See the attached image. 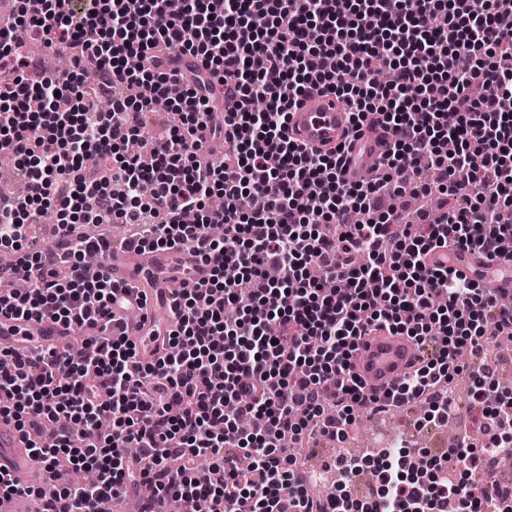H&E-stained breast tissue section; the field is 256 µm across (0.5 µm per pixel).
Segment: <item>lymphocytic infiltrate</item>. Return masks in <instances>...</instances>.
<instances>
[{"instance_id": "obj_1", "label": "lymphocytic infiltrate", "mask_w": 512, "mask_h": 512, "mask_svg": "<svg viewBox=\"0 0 512 512\" xmlns=\"http://www.w3.org/2000/svg\"><path fill=\"white\" fill-rule=\"evenodd\" d=\"M0 30V151L25 176L22 195H0V249L25 273L8 310L20 320L70 327L99 322L103 335L77 350L35 357L0 351V420L58 479L43 512H87L148 479L184 512H483L487 495L453 482L483 452L459 439L448 451L404 448L341 459L347 481L372 470L379 489L356 504L344 486L316 498L281 448L283 435L336 440L355 408H399L420 399L447 425L446 386L460 350L512 332V311L458 271L431 268L430 251L475 248L496 258L512 241V0H34ZM74 49L73 68L37 69L26 50ZM198 77L168 107L167 138L127 151L146 112L178 81L174 57ZM392 71L383 84L376 65ZM92 72L111 90L80 81ZM318 93L345 103L352 130L391 137L371 176L347 175L344 150L324 153L288 136L289 112ZM219 140L224 163L202 153ZM460 196L439 223L397 227L374 197ZM55 208L54 249L32 248L35 218ZM136 225V246L192 247L210 268L177 290L175 354L143 364L112 332L120 290L107 269L84 275L85 255L112 256L90 224ZM224 227L214 237L212 225ZM376 329L409 337L424 356L399 387L367 393L350 371L358 342ZM489 440L512 431V394L486 388ZM236 447L249 468L224 450ZM177 461L168 469V461Z\"/></svg>"}]
</instances>
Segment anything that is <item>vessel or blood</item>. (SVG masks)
Here are the masks:
<instances>
[{
  "instance_id": "1",
  "label": "vessel or blood",
  "mask_w": 512,
  "mask_h": 512,
  "mask_svg": "<svg viewBox=\"0 0 512 512\" xmlns=\"http://www.w3.org/2000/svg\"><path fill=\"white\" fill-rule=\"evenodd\" d=\"M349 126L350 115L334 96L312 94L291 110L288 135L326 150L348 145L352 159L349 174L358 178L382 152L383 141L373 136L348 143ZM428 261L451 266L470 279L491 283L495 288H512L510 254L499 256L493 264L477 251L443 248L431 253ZM109 268L113 281L129 288L126 306L113 307L112 312L116 319L124 321L123 334L134 341L138 359L145 363L153 361L162 355L163 345L172 330L171 321L156 317L157 309L169 308L171 304L172 280L185 277L200 283L208 278L209 269L190 251H144L136 247L113 248ZM68 334V329L47 320L19 322L0 315V342L14 347L30 342L56 347ZM418 355L419 348L414 340L379 330L358 344L351 359V372L367 390L382 393L408 376ZM0 471L24 476L29 485L37 489L53 480L52 473L39 466L27 452L22 433L3 420H0ZM128 500L141 507L151 506L152 512H169L168 505L160 502L154 485L146 481L128 488L124 498L99 504V512H124L123 504Z\"/></svg>"
}]
</instances>
